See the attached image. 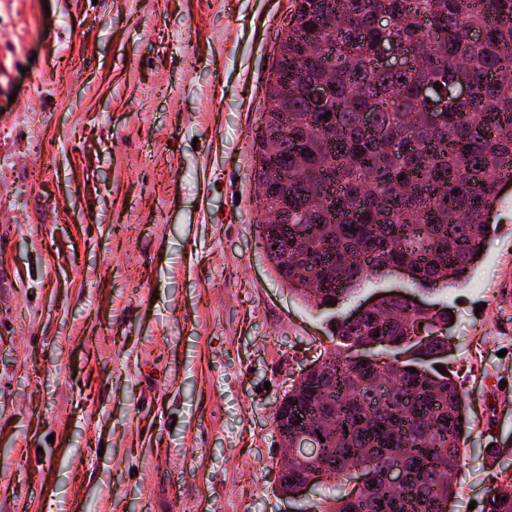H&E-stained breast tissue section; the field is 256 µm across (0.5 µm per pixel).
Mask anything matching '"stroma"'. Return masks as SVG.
Here are the masks:
<instances>
[{
	"label": "stroma",
	"instance_id": "35a3bbf8",
	"mask_svg": "<svg viewBox=\"0 0 512 512\" xmlns=\"http://www.w3.org/2000/svg\"><path fill=\"white\" fill-rule=\"evenodd\" d=\"M294 0H0V512H297L273 407L330 314L264 256L251 141ZM449 309L472 433L452 512L512 479V185Z\"/></svg>",
	"mask_w": 512,
	"mask_h": 512
}]
</instances>
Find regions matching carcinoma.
Returning <instances> with one entry per match:
<instances>
[{"instance_id": "1", "label": "carcinoma", "mask_w": 512, "mask_h": 512, "mask_svg": "<svg viewBox=\"0 0 512 512\" xmlns=\"http://www.w3.org/2000/svg\"><path fill=\"white\" fill-rule=\"evenodd\" d=\"M291 19L251 143L266 187L257 206L280 210L264 228L269 266L315 307L399 265L423 292L462 282L497 231L479 211L501 200L498 172L512 166V0H296ZM390 43L421 61L382 68L378 48ZM321 82L329 94L314 101L308 89ZM461 82L470 97L453 94ZM310 274L325 276L321 287H308ZM447 324L446 309L395 295L359 319L337 316L339 346L280 397L276 422L325 439L317 484L351 478L354 461L374 487L311 512H443L457 497L449 476L471 431ZM394 470L405 471L398 490ZM486 512H512L511 480L491 490Z\"/></svg>"}]
</instances>
